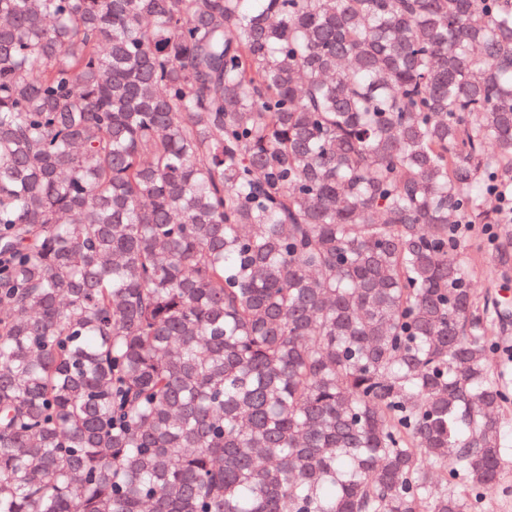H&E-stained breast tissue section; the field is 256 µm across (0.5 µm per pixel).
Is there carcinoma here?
<instances>
[{
  "label": "carcinoma",
  "mask_w": 512,
  "mask_h": 512,
  "mask_svg": "<svg viewBox=\"0 0 512 512\" xmlns=\"http://www.w3.org/2000/svg\"><path fill=\"white\" fill-rule=\"evenodd\" d=\"M492 191L512 0H0V512H471Z\"/></svg>",
  "instance_id": "cac0c4a2"
}]
</instances>
